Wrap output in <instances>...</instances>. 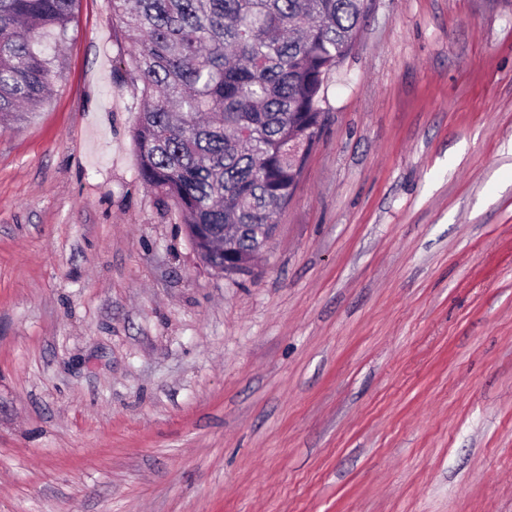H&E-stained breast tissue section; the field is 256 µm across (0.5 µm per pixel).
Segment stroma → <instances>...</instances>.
<instances>
[{
	"label": "stroma",
	"mask_w": 512,
	"mask_h": 512,
	"mask_svg": "<svg viewBox=\"0 0 512 512\" xmlns=\"http://www.w3.org/2000/svg\"><path fill=\"white\" fill-rule=\"evenodd\" d=\"M110 0L0 127V512H512V0H373L252 277L137 172Z\"/></svg>",
	"instance_id": "1"
}]
</instances>
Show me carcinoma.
<instances>
[{
    "instance_id": "cac0c4a2",
    "label": "carcinoma",
    "mask_w": 512,
    "mask_h": 512,
    "mask_svg": "<svg viewBox=\"0 0 512 512\" xmlns=\"http://www.w3.org/2000/svg\"><path fill=\"white\" fill-rule=\"evenodd\" d=\"M141 82L133 140L141 181L172 199L197 252L224 241L255 270L324 119L327 81L355 47L369 0H110ZM76 0H0V122L46 99Z\"/></svg>"
}]
</instances>
